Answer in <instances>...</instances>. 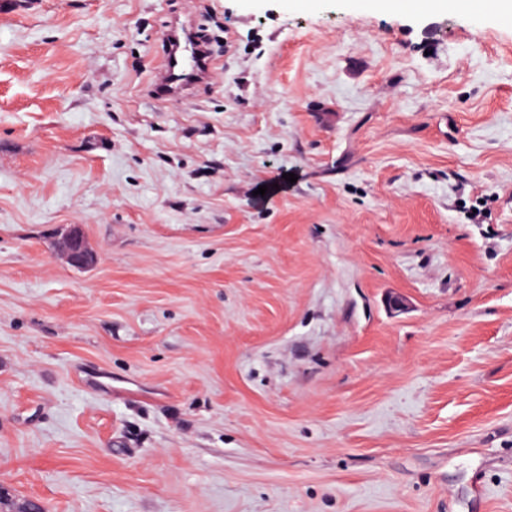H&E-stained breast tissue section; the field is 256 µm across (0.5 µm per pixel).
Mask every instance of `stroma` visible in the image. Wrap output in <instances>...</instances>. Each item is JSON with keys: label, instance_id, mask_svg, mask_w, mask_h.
<instances>
[{"label": "stroma", "instance_id": "obj_1", "mask_svg": "<svg viewBox=\"0 0 512 512\" xmlns=\"http://www.w3.org/2000/svg\"><path fill=\"white\" fill-rule=\"evenodd\" d=\"M0 512H512V23L0 0ZM211 65L205 49L187 37L176 51L168 54L154 81V89L162 92L165 97H186L191 88L210 72ZM155 90L152 95L160 97ZM55 248L74 267H90L98 259L97 254L89 249L84 235L78 226L73 227L69 233L58 240L55 243Z\"/></svg>", "mask_w": 512, "mask_h": 512}]
</instances>
